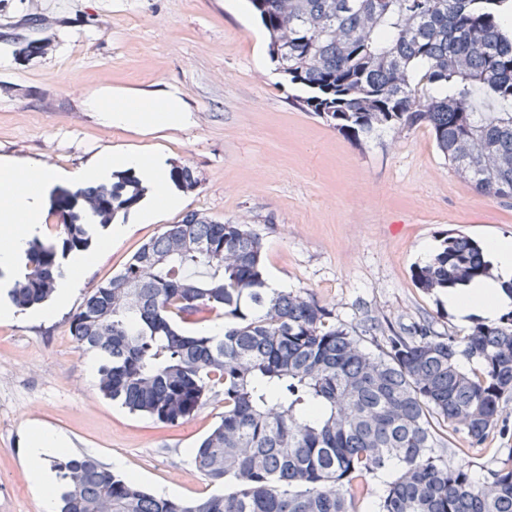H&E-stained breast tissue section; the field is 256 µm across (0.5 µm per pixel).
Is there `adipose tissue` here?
<instances>
[{
  "label": "adipose tissue",
  "mask_w": 512,
  "mask_h": 512,
  "mask_svg": "<svg viewBox=\"0 0 512 512\" xmlns=\"http://www.w3.org/2000/svg\"><path fill=\"white\" fill-rule=\"evenodd\" d=\"M103 116L111 125L140 127L158 123L176 127L190 119L188 112L174 100L161 102L156 107L122 100L104 110ZM117 168L137 172L141 184L155 199L153 205L147 206L140 213V222H151L155 217L156 206L169 209L182 207L183 198L167 179L165 156L101 154L95 158L87 172L106 179ZM65 178V173L60 171L32 169L8 158L0 160L1 320H10L17 315V309L10 298V290L25 270L30 242L43 234L45 195L55 183ZM487 251L492 259V275L448 292V306L460 323H470L475 316L493 322L512 310V294L505 289L506 284L512 281V237L492 239ZM92 259V254L83 251L67 253L62 261L64 274L56 282L53 304L31 311V318H48L53 315L57 306L69 301L74 290L80 286V272ZM65 448V441L50 431L39 432L30 442L29 479L41 491L43 512H55L58 488L46 464V458L49 454L64 451Z\"/></svg>",
  "instance_id": "1"
}]
</instances>
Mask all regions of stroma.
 <instances>
[{"mask_svg":"<svg viewBox=\"0 0 512 512\" xmlns=\"http://www.w3.org/2000/svg\"><path fill=\"white\" fill-rule=\"evenodd\" d=\"M0 157L67 171L109 153H160L188 168L184 207L135 211L128 231L95 248L81 276L97 285L119 272L164 225L195 211L245 221L265 243L267 275L332 309L337 322L374 316L465 335L444 294L417 287L412 271L445 237H512V199L476 192L437 152L429 129H382L356 142L292 106L299 90L270 62L250 6L234 0H0ZM178 100L181 128L108 126L113 100ZM78 290L50 320H0V512H41L27 477L28 440L45 428L69 453L104 464L147 491L172 487L192 500L214 492L190 451L218 423L222 398L169 426L81 383L87 353L69 335ZM455 466L483 480L512 454V402L479 448L464 433Z\"/></svg>","mask_w":512,"mask_h":512,"instance_id":"stroma-1","label":"stroma"}]
</instances>
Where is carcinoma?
Instances as JSON below:
<instances>
[{"mask_svg":"<svg viewBox=\"0 0 512 512\" xmlns=\"http://www.w3.org/2000/svg\"><path fill=\"white\" fill-rule=\"evenodd\" d=\"M250 4L269 60L305 91L300 110L356 141L425 125L460 178L512 198V0ZM111 191L100 221L61 214V246L31 243L17 307L48 301L61 259L143 196L124 174L112 175ZM263 252L246 225L189 212L92 288L69 323L77 347L100 359L99 392L132 413L175 425L224 397L193 460L232 491L157 497L91 456L66 455L51 463L58 512H359L367 476L393 465L400 475L376 512H512V454L484 481L448 459L457 418L477 447L512 400V314L460 337L427 319L349 327L310 296L269 290ZM413 275L435 293L490 272L484 248L457 234ZM213 310L223 335L185 327ZM366 337L376 351L361 347Z\"/></svg>","mask_w":512,"mask_h":512,"instance_id":"1","label":"carcinoma"}]
</instances>
